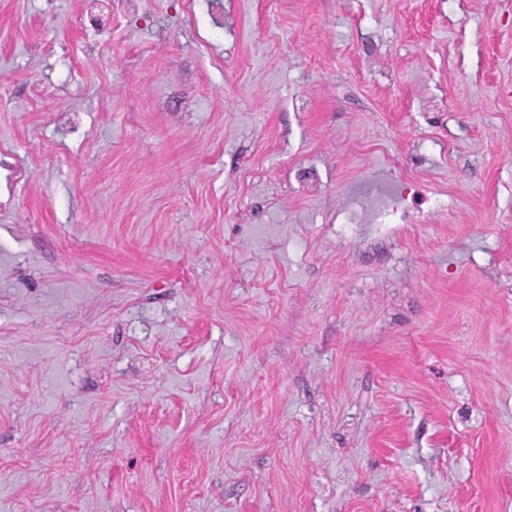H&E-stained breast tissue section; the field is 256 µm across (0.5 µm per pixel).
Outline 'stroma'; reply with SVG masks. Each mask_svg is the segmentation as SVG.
<instances>
[{"label":"stroma","mask_w":512,"mask_h":512,"mask_svg":"<svg viewBox=\"0 0 512 512\" xmlns=\"http://www.w3.org/2000/svg\"><path fill=\"white\" fill-rule=\"evenodd\" d=\"M0 512H512V0H0Z\"/></svg>","instance_id":"35a3bbf8"}]
</instances>
